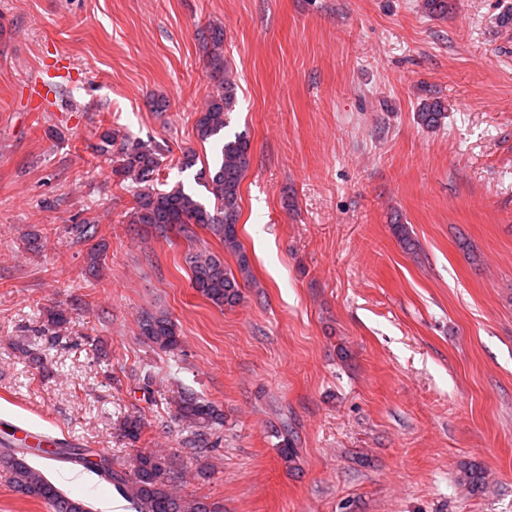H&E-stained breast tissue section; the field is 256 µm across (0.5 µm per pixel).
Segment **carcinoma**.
Masks as SVG:
<instances>
[{
	"instance_id": "carcinoma-1",
	"label": "carcinoma",
	"mask_w": 512,
	"mask_h": 512,
	"mask_svg": "<svg viewBox=\"0 0 512 512\" xmlns=\"http://www.w3.org/2000/svg\"><path fill=\"white\" fill-rule=\"evenodd\" d=\"M205 67L212 81L206 99L197 113L195 129L203 142L215 145L213 165L204 166L195 175L212 198L207 205L179 184L168 191L154 188L162 160L160 154L141 142H131L116 129H105L99 135L95 151L112 154V175L120 182L138 186L135 206L129 223L149 224L160 231L177 228L187 238L195 237L191 225L207 228L224 243V250L237 256V270L224 266V261L206 248L187 256L192 270V287L218 307L233 306L241 299V286L252 282L248 258L242 250L237 225L240 219V186L250 162V143L237 135L224 140L227 117L237 100L238 84L224 62V27L214 24L200 36ZM444 106L438 101L426 103L416 113L417 123L426 129L441 125ZM140 336L159 350L173 353L180 346L176 325L165 314H147L140 323ZM175 419L203 436L214 426L224 425V416L214 405L200 396L181 391L175 406ZM142 423L137 416L122 422L123 436L136 441ZM56 454L82 466L112 486L129 502L134 512H224L216 503L203 499L188 500L177 494L171 478V459L157 452H141L130 467L117 469L106 457L92 460L87 448H59ZM5 468L11 473L13 489L27 498L53 506L63 505L61 512H93L92 505L61 490L18 449H11Z\"/></svg>"
}]
</instances>
